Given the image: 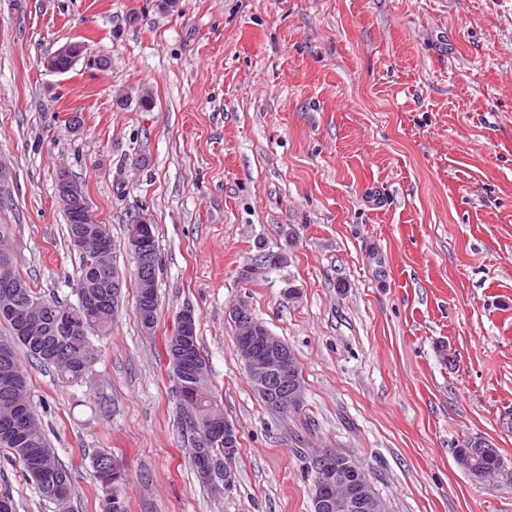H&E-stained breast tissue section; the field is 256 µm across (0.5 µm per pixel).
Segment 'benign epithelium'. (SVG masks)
Instances as JSON below:
<instances>
[{
    "label": "benign epithelium",
    "instance_id": "obj_1",
    "mask_svg": "<svg viewBox=\"0 0 512 512\" xmlns=\"http://www.w3.org/2000/svg\"><path fill=\"white\" fill-rule=\"evenodd\" d=\"M62 59L69 60L72 66L84 59L92 67H105L102 59L88 54L86 45L81 41L69 42L58 48L44 59V67L51 72L60 73L62 69L59 61ZM57 193L63 207L77 209L81 223H98L88 202L82 198L79 186L66 179L63 174L58 177ZM152 237L151 225L147 220L140 219L126 241V247L137 262L142 294L147 298L154 295L158 259L157 250L151 247ZM13 267L14 254L11 249L0 250V287L4 291L3 298L0 299V313L4 315L17 312L15 302L24 294L23 286L12 277ZM137 314L143 322L142 333L146 336L154 335V310L145 306ZM228 318L237 327L240 356L256 387L261 390L266 386H289L288 399L275 401L270 410L283 414L288 411L289 406L301 403L303 387L300 377L297 376L298 365L287 344L253 317L245 301L229 308ZM194 332L195 320L192 312H181L178 336L172 338V348L184 361L189 357L188 341ZM201 435L209 438L224 437V482L221 483L215 478L212 464L205 465L202 473L213 490H227L233 486L235 479L233 442L237 438L236 429L229 421L212 417L201 430ZM482 452V448H473L458 455L456 460L476 478L479 470L475 469L474 459ZM309 468L318 493L319 512H387L386 501L374 491L368 476L364 475L361 466L352 457L334 448H320L311 454Z\"/></svg>",
    "mask_w": 512,
    "mask_h": 512
}]
</instances>
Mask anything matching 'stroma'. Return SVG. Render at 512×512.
I'll list each match as a JSON object with an SVG mask.
<instances>
[{
    "mask_svg": "<svg viewBox=\"0 0 512 512\" xmlns=\"http://www.w3.org/2000/svg\"><path fill=\"white\" fill-rule=\"evenodd\" d=\"M69 41L109 65L46 71ZM0 159L31 287L77 301L60 171L118 246L122 305L84 380L21 359L71 512H101L102 450L128 512H313L316 448L360 463L390 512H512V480L455 458L480 437L512 462V0H0ZM141 214L151 337L123 246ZM241 301L294 351L301 413L255 393L226 317ZM186 309L238 431L220 495L195 475L165 362ZM1 491L56 512L0 449Z\"/></svg>",
    "mask_w": 512,
    "mask_h": 512,
    "instance_id": "1",
    "label": "stroma"
}]
</instances>
